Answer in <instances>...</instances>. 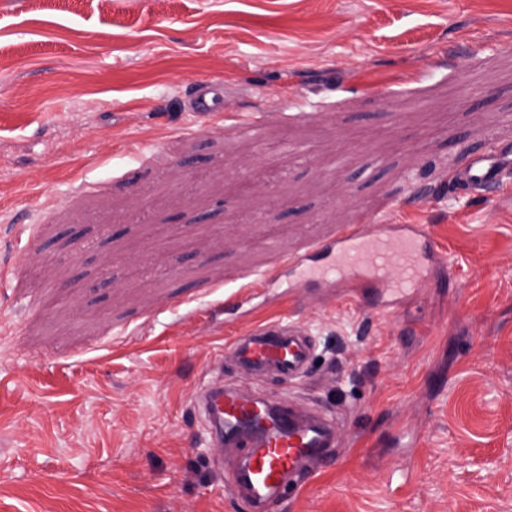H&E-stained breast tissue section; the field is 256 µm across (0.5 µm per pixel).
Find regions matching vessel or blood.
Returning <instances> with one entry per match:
<instances>
[{
	"instance_id": "b4317fda",
	"label": "vessel or blood",
	"mask_w": 512,
	"mask_h": 512,
	"mask_svg": "<svg viewBox=\"0 0 512 512\" xmlns=\"http://www.w3.org/2000/svg\"><path fill=\"white\" fill-rule=\"evenodd\" d=\"M224 104L220 81L201 82L189 109L208 114ZM452 182L459 194L485 198L512 183V147L465 156L453 166ZM447 256L423 224H388L367 219L343 225L330 238L314 242L301 254H281L256 278H240L232 304L242 307L256 289L288 283L294 290L312 285L366 303L368 290L384 292L387 311L401 298L416 296L431 270L446 265ZM226 352L237 367L285 384L301 382L315 354L309 328L296 320L254 323L235 337ZM194 408L210 447L213 463L235 501L248 512H266L268 503L285 495L293 478L308 474L316 459L333 460L338 445L336 418L321 406L299 405L280 392L252 394L212 382L194 392ZM245 445L237 457L221 448Z\"/></svg>"
}]
</instances>
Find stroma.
Here are the masks:
<instances>
[{"label":"stroma","mask_w":512,"mask_h":512,"mask_svg":"<svg viewBox=\"0 0 512 512\" xmlns=\"http://www.w3.org/2000/svg\"><path fill=\"white\" fill-rule=\"evenodd\" d=\"M262 112L216 132L202 81ZM512 0H0V512H246L191 411L255 321L305 323L285 390L335 462L273 512H512ZM447 248L398 316L308 289L225 321L256 275L362 212ZM223 81L207 80L201 82L190 97L189 111L202 114L221 112L224 104ZM512 149L493 146L483 154H466L452 167V182L461 195L486 198L511 182Z\"/></svg>","instance_id":"obj_1"}]
</instances>
